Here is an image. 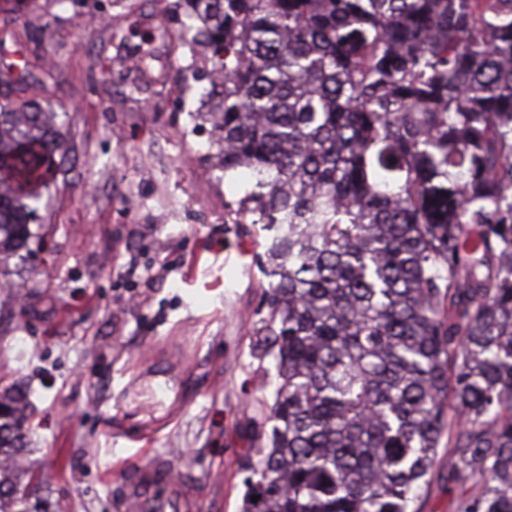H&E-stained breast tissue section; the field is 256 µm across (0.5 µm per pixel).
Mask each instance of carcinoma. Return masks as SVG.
Listing matches in <instances>:
<instances>
[{
  "label": "carcinoma",
  "mask_w": 512,
  "mask_h": 512,
  "mask_svg": "<svg viewBox=\"0 0 512 512\" xmlns=\"http://www.w3.org/2000/svg\"><path fill=\"white\" fill-rule=\"evenodd\" d=\"M224 71L201 94L236 219L266 232L255 350L275 372L242 512H512V0H181ZM0 68V256L31 252L61 150ZM0 395V512L33 498ZM259 500L254 501L252 497ZM442 462L432 474L422 512H455V500L459 487L448 479V453L440 450Z\"/></svg>",
  "instance_id": "obj_1"
}]
</instances>
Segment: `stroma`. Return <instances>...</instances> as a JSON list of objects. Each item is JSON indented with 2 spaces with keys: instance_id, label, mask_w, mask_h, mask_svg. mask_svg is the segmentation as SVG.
<instances>
[{
  "instance_id": "35a3bbf8",
  "label": "stroma",
  "mask_w": 512,
  "mask_h": 512,
  "mask_svg": "<svg viewBox=\"0 0 512 512\" xmlns=\"http://www.w3.org/2000/svg\"><path fill=\"white\" fill-rule=\"evenodd\" d=\"M173 3L0 0V31L52 71L23 96L51 108L62 141L38 206L43 248L0 261V390L26 393L22 459L62 512H153L174 497L177 512H241L266 445L273 372L253 350L264 241L228 221L237 190L191 117L211 65ZM147 35L150 68L115 66ZM169 371L182 377L162 397Z\"/></svg>"
}]
</instances>
